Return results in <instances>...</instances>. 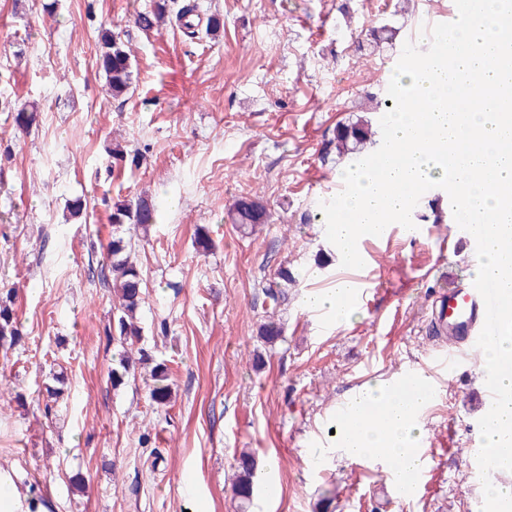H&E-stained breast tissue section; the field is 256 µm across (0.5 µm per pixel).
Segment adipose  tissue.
Segmentation results:
<instances>
[{"label": "adipose tissue", "mask_w": 512, "mask_h": 512, "mask_svg": "<svg viewBox=\"0 0 512 512\" xmlns=\"http://www.w3.org/2000/svg\"><path fill=\"white\" fill-rule=\"evenodd\" d=\"M357 396L386 403L387 409L380 423L363 425L354 431L342 430L340 446L347 458L379 453L396 461L406 470L419 466L421 460L414 446L420 438L421 426L410 416L411 411L419 406V399H389L380 383L361 389Z\"/></svg>", "instance_id": "1"}]
</instances>
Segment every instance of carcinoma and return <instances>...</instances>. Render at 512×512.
<instances>
[{
    "mask_svg": "<svg viewBox=\"0 0 512 512\" xmlns=\"http://www.w3.org/2000/svg\"><path fill=\"white\" fill-rule=\"evenodd\" d=\"M196 12L195 0H184L176 12V21L181 23L183 34L193 40L197 38L198 28L193 22ZM168 18V0H154L153 9L142 12L135 18V24L143 31H152L165 25ZM395 34L394 29L386 26L369 30L368 42H359L356 51L361 53L370 47L376 49L384 40H390ZM99 52L96 65L105 77L111 95L121 97L130 90L132 70L130 52L126 44L116 35L112 28L102 27L98 31ZM11 112L13 125L25 131L36 120V109L22 105L8 108ZM375 131L371 120L360 115H350L336 124L331 144L336 150V158L358 161L363 153L374 143ZM233 213L234 221L243 226L264 224L270 218L266 205L252 196H242L236 200ZM157 208L154 200L141 195L134 202H118L114 204L110 221L114 228L112 241L109 242L105 260L100 264V273L104 279L112 282L115 302L112 311V323L107 335H116L120 346L132 345L139 340L142 327L138 321L139 310L144 303V276L141 268L131 260L133 246L131 240L120 234L125 226L146 227L156 223ZM295 283L294 276L286 269L278 271V281L266 289V296L277 303L285 297L284 288ZM14 293L7 290L0 295V351L3 358H8V351L22 340L23 333L19 328L13 309ZM259 338L272 347L283 340V327L273 319L263 322L259 327ZM132 362L129 350H124L112 367V386L124 384L131 370ZM152 386L151 400L158 405H165L171 399V387L167 384L168 367L157 363L150 371ZM237 477L233 484V494L239 500L240 508L246 509L254 495L258 472L254 457L249 453L241 454L237 459Z\"/></svg>",
    "mask_w": 512,
    "mask_h": 512,
    "instance_id": "obj_1",
    "label": "carcinoma"
}]
</instances>
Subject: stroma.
<instances>
[{
    "label": "stroma",
    "mask_w": 512,
    "mask_h": 512,
    "mask_svg": "<svg viewBox=\"0 0 512 512\" xmlns=\"http://www.w3.org/2000/svg\"><path fill=\"white\" fill-rule=\"evenodd\" d=\"M152 2L57 0L48 16L41 0H0V290L13 289L24 334L0 379V469L36 487L47 512H240L232 483L247 450L278 485L250 512H314L331 489L336 512H480L468 470L485 414L481 356L438 378L442 396L422 421L434 444L422 488L396 493L329 432L357 389L435 369L442 342L428 318L474 256L451 223L433 221L443 189L420 199L422 237L361 241L360 270L342 267L324 221H304L340 191L336 123L380 121L373 107L404 43L427 49L422 29L451 0H197L200 18L223 27L194 40L174 21L144 34L134 18ZM104 22L132 50V87L119 98L96 66ZM383 24L394 45L357 56ZM14 104L37 109L27 132L8 116ZM115 143L138 165L108 166ZM142 193L157 222L127 234L146 285L139 344L169 367L164 406L149 398L146 369L113 388V290L97 275L111 205ZM247 194L266 204L267 223H233ZM77 197L88 223L68 217ZM282 267L299 283L275 305L265 289ZM341 277L372 278L369 303L342 320L304 309L309 291ZM270 314L285 336L273 347L258 337ZM59 373L67 391L47 416Z\"/></svg>",
    "instance_id": "obj_1"
}]
</instances>
